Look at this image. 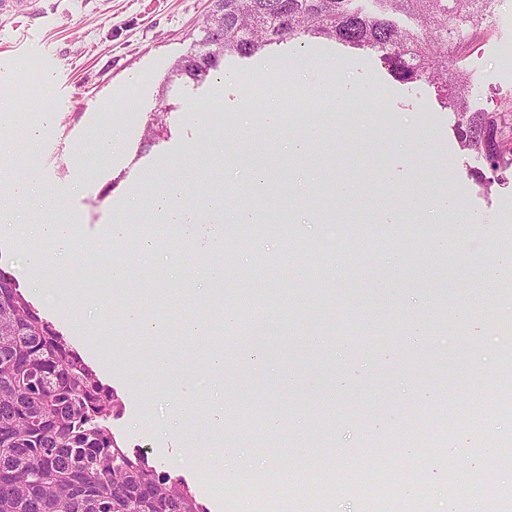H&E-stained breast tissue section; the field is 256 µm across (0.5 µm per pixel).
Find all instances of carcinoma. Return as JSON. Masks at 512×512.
Here are the masks:
<instances>
[{
  "mask_svg": "<svg viewBox=\"0 0 512 512\" xmlns=\"http://www.w3.org/2000/svg\"><path fill=\"white\" fill-rule=\"evenodd\" d=\"M198 49L176 75L202 83L228 52L251 57L273 43L322 37L380 54L391 75L434 86L456 112V137L507 180L512 99L470 110L456 61L480 35L494 0H212ZM401 14L413 27L399 24ZM209 55L207 72L190 60ZM121 402L97 371L0 268V512H206L190 488L112 437Z\"/></svg>",
  "mask_w": 512,
  "mask_h": 512,
  "instance_id": "cac0c4a2",
  "label": "carcinoma"
}]
</instances>
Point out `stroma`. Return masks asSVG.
<instances>
[{"mask_svg": "<svg viewBox=\"0 0 512 512\" xmlns=\"http://www.w3.org/2000/svg\"><path fill=\"white\" fill-rule=\"evenodd\" d=\"M211 6L34 0L29 21L0 19V93L23 103L36 95V87L20 81L18 61L54 88L52 133L34 152L48 204L24 209L20 220L76 222L82 248L76 279L63 272L47 278L32 265L29 244L14 239H0V266L65 339L81 336L94 345L92 364L123 406L112 420L118 443L182 479L208 512H238L241 498L185 463L176 434V386L185 379L199 386L187 429L201 445L232 439L248 423L262 435L239 443V462L259 470L272 461L288 478L301 469L322 475L338 488L326 512H400L356 491L380 460L411 512L421 505L427 512H485L468 472L476 446L512 447V411L488 406L512 383V352L502 346V325L512 321V272L503 273L489 303L476 276L512 252V180L478 184L484 164L462 150L456 114L438 104L426 82L394 80L370 50L306 37L250 58L225 55L214 77L199 85L179 79L172 67L201 39ZM493 14L491 30L459 62L474 111H494L512 97V68L497 61L499 45L512 44V0H496ZM271 70L316 100L327 86L368 87L371 107L354 101L343 112H287L270 131L247 91ZM228 72L237 83H224ZM126 109L136 121L121 119ZM309 124L320 125L324 138L304 154L289 153L288 141ZM116 126L125 132L120 154H98L94 140ZM244 127L251 132L244 164L268 172L260 195L215 150L219 143L235 147ZM422 141L430 152L417 161ZM82 171L89 177L81 182ZM171 177L187 183L197 204L214 186L226 199L215 243L238 270L226 284L238 320L229 327L215 320L196 338L155 336L156 351L168 357L162 367L128 358L123 308L98 315L84 309L83 299L104 300L106 286L90 271L109 250L142 285L158 289L153 315L175 319L198 307L193 283L168 271L164 253L176 232L159 226L146 204ZM339 180L354 183L357 193L334 198ZM443 186L455 192L469 225L458 226L432 204L430 189ZM124 203L134 234L157 236L155 257L141 258L130 241L108 244L107 226ZM242 206L254 209L257 223H235ZM301 239L311 243L308 253L297 250ZM443 297L454 322L435 327L431 308ZM257 304L275 314L267 333L272 349L260 359L244 335ZM214 336L224 342L220 383L193 359ZM217 415L224 418L220 434L208 426ZM321 419L326 429H317Z\"/></svg>", "mask_w": 512, "mask_h": 512, "instance_id": "35a3bbf8", "label": "stroma"}]
</instances>
